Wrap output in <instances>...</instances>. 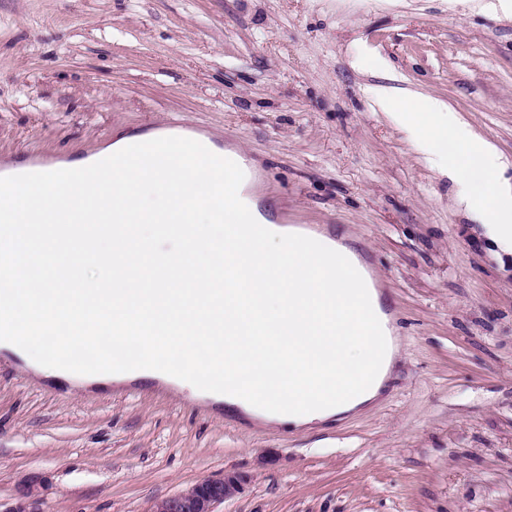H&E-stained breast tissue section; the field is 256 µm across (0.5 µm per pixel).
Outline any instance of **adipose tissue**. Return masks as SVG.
Listing matches in <instances>:
<instances>
[{"instance_id": "adipose-tissue-1", "label": "adipose tissue", "mask_w": 512, "mask_h": 512, "mask_svg": "<svg viewBox=\"0 0 512 512\" xmlns=\"http://www.w3.org/2000/svg\"><path fill=\"white\" fill-rule=\"evenodd\" d=\"M379 106L397 117L415 147L436 162H449V174L463 183L468 198L488 206L493 221L483 230L497 248L512 254V185L491 173L498 167L495 148L476 136L447 104L374 86ZM208 180L197 159L153 164L148 175H119L102 182L109 199L106 211L87 202L73 182L21 186L11 211L16 224L59 223L64 214L88 216L85 224L68 225L71 243L97 263L112 286L107 308L74 305L63 284L81 279L82 269L71 252L53 238L40 240L17 233L5 243L10 258L0 268V289L17 327L68 322L64 340L49 354L17 347L12 336L0 347L17 351L28 367L47 377L62 376L68 352L83 344L92 328L126 326L125 342L152 331L155 340L183 361L182 384L199 397L198 374L210 387H220L233 374L237 392L224 396L228 406L270 423L303 429L332 417L357 411L382 397L398 349L389 341L388 317L380 295L352 252L343 265L299 253L297 228L271 227L261 244L251 240L249 226L235 216L216 224L206 204ZM170 214L188 216L186 227L166 223ZM157 240L182 243L179 258L154 252ZM137 243L150 261L143 267L128 260V246ZM235 261V276L248 289L246 301L226 297L221 272L224 257ZM368 308L388 342L377 349L358 319ZM370 376L363 389L353 384L362 370Z\"/></svg>"}]
</instances>
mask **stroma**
<instances>
[{
	"instance_id": "1",
	"label": "stroma",
	"mask_w": 512,
	"mask_h": 512,
	"mask_svg": "<svg viewBox=\"0 0 512 512\" xmlns=\"http://www.w3.org/2000/svg\"><path fill=\"white\" fill-rule=\"evenodd\" d=\"M0 0V165L180 125L242 151L273 221L339 238L401 341L383 399L291 430L152 380L54 383L0 352V512H512V255L368 95L448 104L512 179L502 0ZM246 482L244 475L227 471L221 478L203 480L179 494L157 500L150 512H215L218 504L241 494Z\"/></svg>"
}]
</instances>
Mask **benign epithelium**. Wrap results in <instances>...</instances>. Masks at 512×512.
I'll list each match as a JSON object with an SVG mask.
<instances>
[{"label": "benign epithelium", "mask_w": 512, "mask_h": 512, "mask_svg": "<svg viewBox=\"0 0 512 512\" xmlns=\"http://www.w3.org/2000/svg\"><path fill=\"white\" fill-rule=\"evenodd\" d=\"M245 476L226 471L217 479H206L186 490L156 501L150 512H215V507L241 494Z\"/></svg>", "instance_id": "obj_1"}]
</instances>
